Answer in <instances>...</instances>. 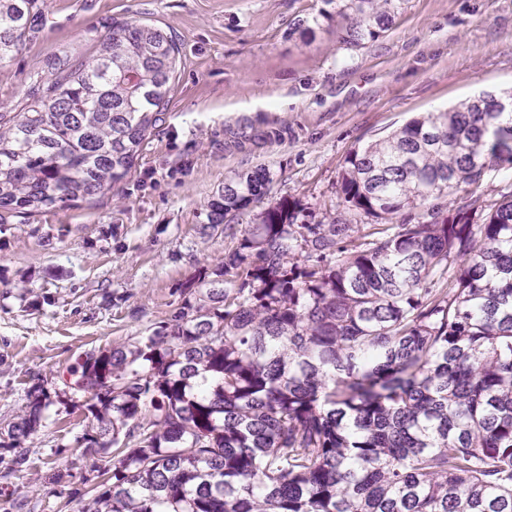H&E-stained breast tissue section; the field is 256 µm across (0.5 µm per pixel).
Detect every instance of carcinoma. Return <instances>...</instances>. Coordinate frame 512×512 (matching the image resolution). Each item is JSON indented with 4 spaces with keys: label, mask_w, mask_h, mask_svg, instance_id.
I'll return each instance as SVG.
<instances>
[{
    "label": "carcinoma",
    "mask_w": 512,
    "mask_h": 512,
    "mask_svg": "<svg viewBox=\"0 0 512 512\" xmlns=\"http://www.w3.org/2000/svg\"><path fill=\"white\" fill-rule=\"evenodd\" d=\"M396 0L331 14L359 46ZM46 0H0V64ZM319 17L293 32L311 41ZM179 45L112 19L96 52L54 56L38 93L0 112V217L110 190L167 102ZM482 92L352 151L350 210L310 222L283 198L224 264L183 289L170 321L73 366L88 423L115 449L75 512H512V190L457 198L512 167V112ZM270 171L224 182L215 227L267 196ZM7 427L19 448L53 403L42 385ZM512 169L508 166L488 172L483 180L473 187H465L459 192L464 200H477V204L487 205L500 198L501 190L510 189Z\"/></svg>",
    "instance_id": "obj_1"
}]
</instances>
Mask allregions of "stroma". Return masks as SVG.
I'll use <instances>...</instances> for the list:
<instances>
[{
  "mask_svg": "<svg viewBox=\"0 0 512 512\" xmlns=\"http://www.w3.org/2000/svg\"><path fill=\"white\" fill-rule=\"evenodd\" d=\"M323 0H47L33 38L0 66V112L16 111L59 52L92 53L112 19L171 32L180 59L168 103L130 175L104 195L0 223V512H73L112 456L77 443L83 407L69 369L90 350L145 336L181 292L224 260L268 206L296 198L315 219L347 212L344 160L413 116L482 90H512V0H399L377 40L343 44L293 24ZM264 167L270 191L230 223L208 205L225 180ZM53 399L14 469L2 430L27 393Z\"/></svg>",
  "mask_w": 512,
  "mask_h": 512,
  "instance_id": "obj_1",
  "label": "stroma"
}]
</instances>
